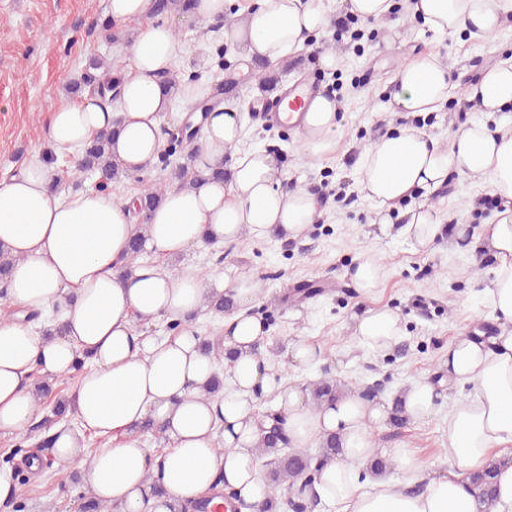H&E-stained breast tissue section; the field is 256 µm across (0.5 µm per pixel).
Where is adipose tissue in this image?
Instances as JSON below:
<instances>
[{"instance_id": "adipose-tissue-1", "label": "adipose tissue", "mask_w": 512, "mask_h": 512, "mask_svg": "<svg viewBox=\"0 0 512 512\" xmlns=\"http://www.w3.org/2000/svg\"><path fill=\"white\" fill-rule=\"evenodd\" d=\"M227 0H198L194 15L202 25H221L225 43L248 58H285L325 28L321 0H254L232 23H225ZM152 0H107L115 23L146 21L145 31L123 46L133 62L121 84L117 105L91 93L59 100L42 114L45 140L58 151L76 154L94 136L113 131V157L130 173L149 170L163 147V130L185 115L175 101L191 106L200 91L188 86L166 91L161 77L170 71L176 41L168 22L153 20ZM413 18L448 36L488 37L512 19V0H412ZM391 107L417 116L437 111L456 85L450 67L425 56L398 70ZM477 111L512 106V57L484 71L468 89ZM298 133L305 153L323 158L335 153L340 134L335 98L315 95ZM242 124L235 110L216 107L202 127V145L192 167L203 175L189 188L169 186L147 226L149 247L178 256L202 239L236 242L272 234L295 239L320 215L315 195L306 189L284 191L278 157L262 148L240 149ZM232 158H225V151ZM228 163V179L212 178ZM359 189L377 204L375 223L393 224L392 211L415 191L434 192L457 171L486 185L505 201L486 225L475 248L494 254L496 265L489 302L502 328L488 340L460 336L448 346V381L473 386V399L459 401L448 414L449 459L454 473L431 478L421 492L378 482L361 485L359 465L377 454L370 431L391 408L355 394L315 406L305 390L277 382L260 347L267 331L248 310L258 298L252 281L174 273L150 265L130 266L128 241L137 227L129 200L108 190L86 188L51 192V173L38 164L0 182V247L15 258L4 290L8 305L54 312L63 335L32 333L15 316L0 319V435L21 433L40 409L31 374L69 373L86 355L89 368L72 393L78 430L60 426L51 434L54 463L79 465L92 497L113 512H169L176 501L192 506L216 481L262 505L267 488L256 444L264 421L257 402L276 392L286 417L291 447L301 448L336 434L346 462L326 465L317 492L341 501L345 512H477V498L465 476L497 464V496L490 512H512V129H490L473 122L459 128L449 144L414 126L389 129L358 156ZM402 231L421 249H431L445 232L444 218L430 207L403 212ZM230 296L236 310L224 319V343L237 352L231 365L232 389L208 396L214 356L205 352L194 318L206 293ZM168 319L180 327L164 338L148 326ZM356 334L372 349L396 344L399 316L374 309L359 317ZM166 440L162 455L139 447L135 432L145 424ZM104 439L85 455L86 434Z\"/></svg>"}]
</instances>
